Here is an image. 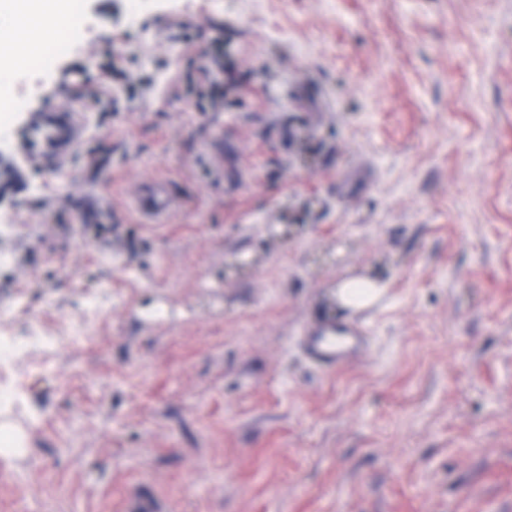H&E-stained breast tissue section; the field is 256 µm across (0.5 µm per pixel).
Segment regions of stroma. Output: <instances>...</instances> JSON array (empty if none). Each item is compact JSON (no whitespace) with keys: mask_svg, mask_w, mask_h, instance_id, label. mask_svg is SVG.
<instances>
[{"mask_svg":"<svg viewBox=\"0 0 512 512\" xmlns=\"http://www.w3.org/2000/svg\"><path fill=\"white\" fill-rule=\"evenodd\" d=\"M81 27L5 78L23 115L78 70L108 102L0 189V336L30 427L0 512H512V0H73ZM193 25L184 44L170 19ZM224 40L241 101L203 112ZM224 141V170L211 150ZM169 180V223L130 195ZM112 232L91 239L92 202ZM383 297L326 370L303 326ZM197 89L200 95L212 100L224 99V41L217 37L212 40L205 60L198 65ZM223 75L220 81V75ZM347 282L338 288L339 299L348 306L370 303L382 292V286L373 282Z\"/></svg>","mask_w":512,"mask_h":512,"instance_id":"obj_1","label":"stroma"}]
</instances>
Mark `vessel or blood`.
I'll return each mask as SVG.
<instances>
[{
    "mask_svg": "<svg viewBox=\"0 0 512 512\" xmlns=\"http://www.w3.org/2000/svg\"><path fill=\"white\" fill-rule=\"evenodd\" d=\"M29 136L21 155L35 158L45 154L64 157L81 135L76 109L52 110L31 117ZM135 208L151 223L161 224L175 212L178 201L169 183L161 177L143 180L133 197ZM367 329L358 322L347 324L321 320L305 327L303 345L309 358L319 366L334 369L358 359L367 347Z\"/></svg>",
    "mask_w": 512,
    "mask_h": 512,
    "instance_id": "vessel-or-blood-1",
    "label": "vessel or blood"
}]
</instances>
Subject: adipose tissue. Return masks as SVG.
Listing matches in <instances>:
<instances>
[{
    "instance_id": "adipose-tissue-1",
    "label": "adipose tissue",
    "mask_w": 512,
    "mask_h": 512,
    "mask_svg": "<svg viewBox=\"0 0 512 512\" xmlns=\"http://www.w3.org/2000/svg\"><path fill=\"white\" fill-rule=\"evenodd\" d=\"M12 25L0 30V74L15 61L38 59L62 34L69 0H5Z\"/></svg>"
}]
</instances>
